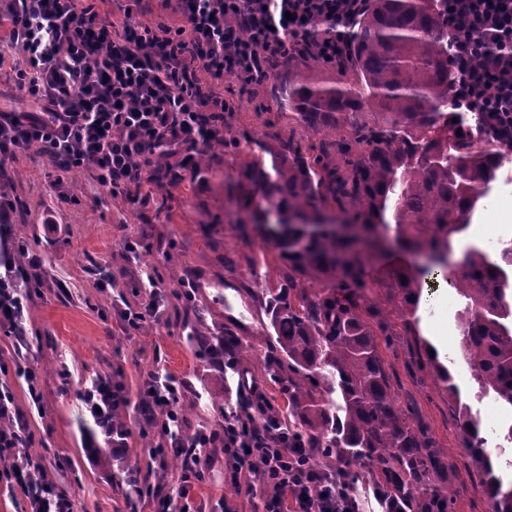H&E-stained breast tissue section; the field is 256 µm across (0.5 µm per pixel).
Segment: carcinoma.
<instances>
[{"mask_svg": "<svg viewBox=\"0 0 512 512\" xmlns=\"http://www.w3.org/2000/svg\"><path fill=\"white\" fill-rule=\"evenodd\" d=\"M276 69L274 100L295 111L307 136L274 124L260 136L224 125V148L241 139L251 150L224 177L236 237H257L274 251L273 266L245 257L251 278L265 283L272 332L264 369L285 401L266 399L268 411L291 447L308 450L314 470L333 459L336 481L351 488L368 473L385 512H453L454 454L416 408L397 403L384 352L397 355V337L414 334L407 314L441 276L465 300L460 357L479 386L512 408V243L493 256L468 247L460 268L448 271L454 238L512 144L481 145L477 116L452 121L460 113L448 111V22L431 0H366L344 65L333 72L293 55ZM33 256L18 228L0 231V269L15 274L24 299L43 284L29 271ZM189 340L204 356L226 345L242 362L252 349L233 334L198 330ZM407 369L432 374L455 398L461 453L487 494V512H512V488L495 475L481 422L461 403L450 369L418 342Z\"/></svg>", "mask_w": 512, "mask_h": 512, "instance_id": "1", "label": "carcinoma"}]
</instances>
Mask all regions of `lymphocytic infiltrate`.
Here are the masks:
<instances>
[{"mask_svg": "<svg viewBox=\"0 0 512 512\" xmlns=\"http://www.w3.org/2000/svg\"><path fill=\"white\" fill-rule=\"evenodd\" d=\"M146 2L127 0L119 26L97 0H0V22L11 24L0 67H10L37 106L0 114V156L39 148L54 173L51 187L63 173L82 171L115 197L152 183L164 161L195 172L228 109L215 82L263 84L292 53L336 62L362 0H180L185 24L176 29L131 24ZM448 31L455 100L488 117L492 133H511L512 0H448ZM176 391L173 380L150 373L140 413L170 448L192 446L184 480L203 479L207 450L220 440L238 489L264 486V512H365L333 475L316 483L301 477L302 451L289 447L276 416L250 434L238 429L233 410L221 428L185 440L170 423ZM0 477L26 493L30 512H72L56 485L33 480L15 432L3 427Z\"/></svg>", "mask_w": 512, "mask_h": 512, "instance_id": "lymphocytic-infiltrate-1", "label": "lymphocytic infiltrate"}]
</instances>
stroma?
Masks as SVG:
<instances>
[{
  "label": "stroma",
  "mask_w": 512,
  "mask_h": 512,
  "mask_svg": "<svg viewBox=\"0 0 512 512\" xmlns=\"http://www.w3.org/2000/svg\"><path fill=\"white\" fill-rule=\"evenodd\" d=\"M216 90L252 131H264L266 122L278 119L269 84L247 96L228 77ZM215 156L211 173L150 186L145 203L101 193L79 171L65 174L61 189L53 190L47 161L33 150L0 158V191L22 204L12 221L23 225L48 272L46 287L25 304L24 337L0 335V390L10 392L25 417V450L33 466L67 493L73 512H154V503L133 498L124 481L123 468L130 462L161 494L172 496L170 512L185 505L192 512H262L260 500L231 483L220 454L213 456L204 481L193 482L187 498H178L181 467L156 469L148 448L158 443L159 434L140 429L134 408L148 374L158 368L185 384L186 435L216 428L225 411L237 405V373L219 371L187 338L190 311L173 294L181 278L198 283L197 297L211 310L208 335L229 331L248 337L254 346L250 367L262 370L268 319L260 301L244 290L249 278L244 258L261 257L262 244L240 243L238 254L230 257L232 265H225L224 239L233 233L224 194L228 167L223 150ZM499 237L512 238V156L454 246L459 252L470 246L488 251ZM128 240L139 243V256L125 250ZM104 270L114 278L113 288L105 291L97 286ZM151 276L167 296L163 319L127 328L121 311L144 310L151 298L146 287ZM462 307L446 283L425 290L416 313L419 335L402 337L403 348L393 361L399 403L414 404L439 442L453 449L460 448L462 436L447 391L428 373L410 377L404 361L416 338L433 345L447 339L462 402L483 420L502 415L494 396L480 393L468 366L456 357ZM27 368L42 375L39 399L29 395L23 374ZM101 377L121 386L132 402L125 413L131 429L126 446L106 461L95 454L104 447V438L90 431L92 419L79 398L91 379Z\"/></svg>",
  "instance_id": "1"
}]
</instances>
